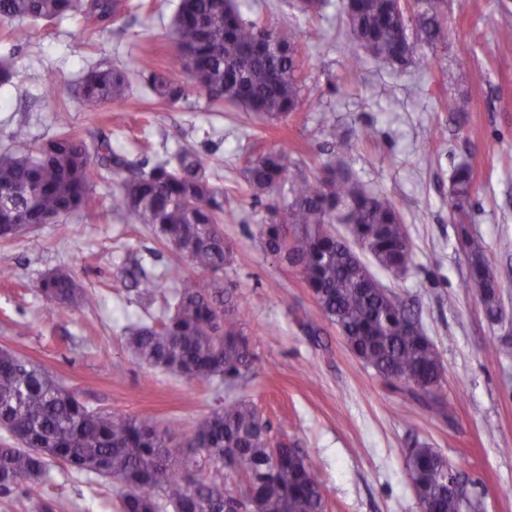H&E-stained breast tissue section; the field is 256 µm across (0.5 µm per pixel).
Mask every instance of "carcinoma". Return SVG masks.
<instances>
[{"label": "carcinoma", "instance_id": "carcinoma-1", "mask_svg": "<svg viewBox=\"0 0 512 512\" xmlns=\"http://www.w3.org/2000/svg\"><path fill=\"white\" fill-rule=\"evenodd\" d=\"M127 6L119 0H0V23L15 42L28 40L17 20L51 24L69 18L84 26L113 23ZM448 0H344L345 22L358 46L384 62L412 61L416 40L435 47L448 36ZM299 35L274 29L260 19L245 20L238 0H180L172 26L180 68L213 104L237 103L272 123L304 105V67ZM126 72L87 70L76 98L86 112H102L125 96ZM149 89L159 104L174 106L186 96L183 84L154 73ZM60 136L29 145L25 127L12 132L17 150L0 154V239L15 237L19 224H51L86 206L103 173L119 176L124 159L102 139L92 145L67 131L58 110ZM327 144L341 148L336 123L321 115ZM252 196L271 194L288 183L281 218L260 228L268 251L299 269L324 319L342 333L351 352L385 381L414 391H440L444 367L407 303L384 288L352 245L370 254L382 269L401 274L413 251L401 216L386 199L352 178L323 165L321 173L288 178V153L268 149L247 160ZM473 189L470 167H457L448 204L469 259L472 285L484 287L481 302L500 315L499 282L487 281L482 242L471 236L464 218ZM224 188L210 183L203 161L184 150L172 168L154 164L122 178L112 193V211L149 224L189 273L176 269L163 313L151 324L132 323L124 332L137 359L174 372L189 382L228 389L243 387L256 360L244 334L240 305L216 275L231 260L224 243V218L232 215ZM348 224L349 243L329 225ZM137 294L150 299L164 288L156 276L140 273ZM39 291L54 306L92 303L65 271L47 274ZM0 429L13 442H0V492L24 489L43 476L49 461L77 472L94 473L115 487L119 512H167L182 500L188 512H231L243 494L257 512H325L316 469L299 448L272 441L257 405L250 399L224 400L189 430L159 428L145 420L88 409L39 366L0 350ZM448 458L438 449L411 450L406 467L421 506L434 512H461L448 491ZM232 484H226V478Z\"/></svg>", "mask_w": 512, "mask_h": 512}]
</instances>
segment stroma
I'll return each mask as SVG.
<instances>
[{
    "label": "stroma",
    "instance_id": "1",
    "mask_svg": "<svg viewBox=\"0 0 512 512\" xmlns=\"http://www.w3.org/2000/svg\"><path fill=\"white\" fill-rule=\"evenodd\" d=\"M177 5L157 0L120 29L72 18L30 23L26 44L0 34V58L13 66L11 81L0 85V154L12 151L10 133L20 125L32 145L55 138L62 106L71 129L89 142L111 140L133 168H151L181 149L197 153L234 208L224 226L233 261L223 279L236 290L256 355L254 376L238 394L258 404L272 436L307 454L327 512H420L406 468L419 444L457 467L476 512H512V356L496 348L512 334V35L497 26L512 0L450 7L445 42L434 49L415 44L406 66L356 57L342 0H329L316 21L297 10L296 0H240L244 19L260 16L302 34L301 92L309 105L275 124L231 102L210 104L195 88L169 38ZM96 66L130 73L125 98L114 104L124 123L82 111L75 99L83 74ZM152 69L182 82L186 99L172 107L149 100L144 83ZM450 69L458 75L452 86L442 80ZM475 70L483 82H471ZM460 96L469 110L450 111L449 100ZM325 114L344 135L342 149L331 150L320 132ZM273 146L287 149L290 174L310 175L333 162L400 211L413 263L404 274L381 270L377 277L412 305L435 344L449 416L355 357L298 269L264 248L260 227L283 196L253 199L245 165L255 148ZM462 164L474 182L468 230L482 240L502 284L500 324L485 318L476 289L466 285L468 261L448 209L450 176ZM115 188L112 179L96 181L88 206L0 241V348L41 365L91 409L186 429L219 398L214 385L142 365L126 344L128 323H149L162 312L161 300L138 298L128 269L156 275L177 257L150 227L113 214ZM56 270L69 272L93 303L50 306L37 284ZM59 499L72 512L117 510L109 481L56 463L28 490L0 495V512H36V504Z\"/></svg>",
    "mask_w": 512,
    "mask_h": 512
}]
</instances>
